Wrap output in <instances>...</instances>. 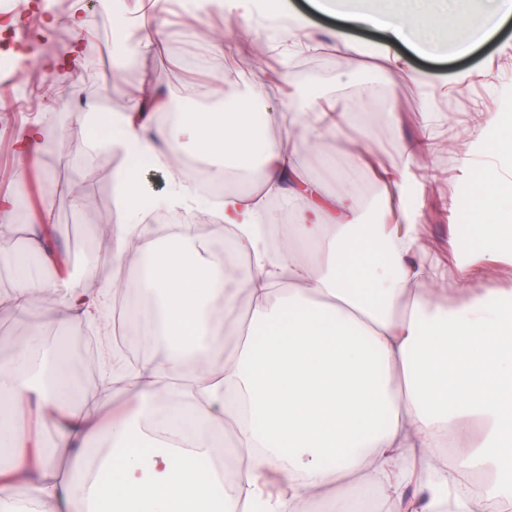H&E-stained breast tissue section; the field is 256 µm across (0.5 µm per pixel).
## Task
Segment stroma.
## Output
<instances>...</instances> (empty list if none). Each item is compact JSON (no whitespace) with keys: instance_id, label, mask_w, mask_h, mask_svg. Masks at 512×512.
Instances as JSON below:
<instances>
[{"instance_id":"obj_1","label":"stroma","mask_w":512,"mask_h":512,"mask_svg":"<svg viewBox=\"0 0 512 512\" xmlns=\"http://www.w3.org/2000/svg\"><path fill=\"white\" fill-rule=\"evenodd\" d=\"M91 24L85 30V46L81 51L82 67L73 71L60 65L49 70L41 67L40 58H54L74 38L69 14L42 13L34 38L46 47L44 55L29 50L14 51L16 68L12 74L13 92L17 97L29 95L30 87L38 80L56 81L58 96L68 93L69 84H76L74 94L81 104L95 105L97 110H131L137 101L134 88L147 82H157L169 94L178 95L186 85L205 84L207 94L195 99L193 108L198 112H219L224 108V88L233 85L238 92L263 86L269 97H276L279 90L272 83L266 68L230 67L226 60L232 50L219 51L211 46L213 35L233 29L237 45L267 42L271 33L257 30L254 23L237 18L230 11L213 17L207 22L187 25L181 11L163 15L152 10L140 13L143 26L160 27L164 40L161 47L150 52L135 51V68L128 71L110 64L112 41L110 18L102 9V0H82ZM330 21L319 19L311 29L324 46L323 56H311L294 77L301 88L317 90L329 97L351 98L362 102L370 87L381 88L395 96L399 121L387 126L381 121H371L368 128L351 129L343 139L344 148L358 146L364 139L374 140L379 154L388 164L398 165L403 160L401 146L420 131H427L436 142L432 157L422 162L417 174L421 193L418 198L422 214V227L428 242L429 261L442 269H450L448 255L449 224L451 222L450 197L454 182L460 174L459 163L452 153L453 145L464 139L482 112H506L512 105L506 103L502 88L512 85V21L497 37L475 49L468 57H452V44L461 38L459 29H450L448 36L439 38V56L420 59L404 54L401 71H378L373 59L364 58L347 64L336 50ZM481 70L482 76L475 85L464 87L448 98L437 100L436 115L431 122H424L419 112L422 98L416 87L402 76L403 71H418L435 83L452 80L460 68ZM39 123L47 139L54 142L53 150L41 151L29 170L24 185H17L15 171L18 158L14 137L18 128ZM70 122L60 121L58 109L51 103L49 94H42L38 107L17 115L0 111V195L18 193L19 222L15 233L0 238V254L24 246L28 227L37 223L44 203L53 206L57 231L54 239L66 250L71 261L73 277H81L86 268L105 260L109 249L107 223L114 212L112 194L106 178L97 174L91 162V153L85 143L73 140ZM75 182L88 184L97 196L98 204L84 211L76 210L71 198L62 191L63 185ZM37 314L13 316L0 311V363L12 360L31 343V327L38 322Z\"/></svg>"}]
</instances>
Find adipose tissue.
Segmentation results:
<instances>
[{
  "mask_svg": "<svg viewBox=\"0 0 512 512\" xmlns=\"http://www.w3.org/2000/svg\"><path fill=\"white\" fill-rule=\"evenodd\" d=\"M310 2L337 18V51L351 61L375 55L385 71L400 65L395 46L427 54L449 22L465 32L454 47L463 56L512 17V0H383L371 13ZM230 3L238 16H264L289 55L320 46L299 36L303 20L282 24L279 0ZM262 100L163 121L159 97L153 110L113 114L106 137L95 132L94 107L74 114L76 134L94 149L167 170L158 209L197 208L195 185L172 163L181 154L214 178L257 177L211 203L206 235L185 224L175 236L139 205L144 171L125 167L112 175L107 264L71 281L69 257L49 247L44 224L10 256L17 284L0 307L38 313L45 327L96 326L101 393L79 404L59 340L0 365V512H28L11 495L19 484L54 512H302L331 497L335 512H476L491 487H512V290L473 285L489 268L512 267V208L500 203L512 198V113H488L464 140L453 268L435 275L413 201L431 139L405 142V164L390 167L373 141L339 150L346 129L367 118L362 104L336 99L325 110L289 89L280 99L288 126L268 137L272 114L254 109ZM310 154L336 174L335 193L307 172ZM488 168L497 176L478 209L473 188ZM363 170L368 195L352 178ZM276 200L290 223L274 245L267 222ZM463 234L479 241L477 252H458ZM232 257L245 260L244 274L226 266ZM130 264L148 302L134 330L155 358L128 360L98 324ZM451 294L463 302L444 307ZM263 327L270 337L255 343ZM45 417L58 429L51 448L28 424ZM218 430L232 437L230 481L211 461ZM476 472L494 483L461 489V476ZM352 484L373 498L336 496Z\"/></svg>",
  "mask_w": 512,
  "mask_h": 512,
  "instance_id": "ef3b65f1",
  "label": "adipose tissue"
}]
</instances>
